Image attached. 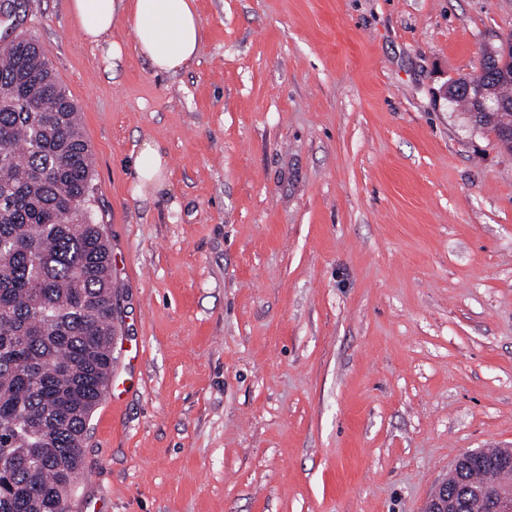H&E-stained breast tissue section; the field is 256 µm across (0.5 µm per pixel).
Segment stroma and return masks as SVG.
<instances>
[{
	"mask_svg": "<svg viewBox=\"0 0 512 512\" xmlns=\"http://www.w3.org/2000/svg\"><path fill=\"white\" fill-rule=\"evenodd\" d=\"M67 4L0 0V43L76 103L112 254L119 399L69 512H423L512 447V151L442 98L512 0H196L172 77L104 71ZM128 164L133 175V197L144 200L165 187L167 158L151 139L141 142L131 153Z\"/></svg>",
	"mask_w": 512,
	"mask_h": 512,
	"instance_id": "35a3bbf8",
	"label": "stroma"
}]
</instances>
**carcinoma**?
I'll return each instance as SVG.
<instances>
[{"label":"carcinoma","instance_id":"obj_1","mask_svg":"<svg viewBox=\"0 0 512 512\" xmlns=\"http://www.w3.org/2000/svg\"><path fill=\"white\" fill-rule=\"evenodd\" d=\"M506 104L485 122L512 128V57L495 48L456 82ZM91 153L79 111L28 35L0 47V512H69L87 425L106 394L115 339L112 256L91 213ZM473 482L512 488V468Z\"/></svg>","mask_w":512,"mask_h":512}]
</instances>
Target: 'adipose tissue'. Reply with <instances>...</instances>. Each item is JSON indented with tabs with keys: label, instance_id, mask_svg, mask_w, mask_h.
<instances>
[{
	"label": "adipose tissue",
	"instance_id": "ef3b65f1",
	"mask_svg": "<svg viewBox=\"0 0 512 512\" xmlns=\"http://www.w3.org/2000/svg\"><path fill=\"white\" fill-rule=\"evenodd\" d=\"M79 30L91 45L101 48L105 69L121 60L123 44L114 40L125 28L137 56L157 75H174L197 57L202 20L193 0H69ZM134 197L146 199L162 190L167 158L151 139L131 153Z\"/></svg>",
	"mask_w": 512,
	"mask_h": 512
}]
</instances>
